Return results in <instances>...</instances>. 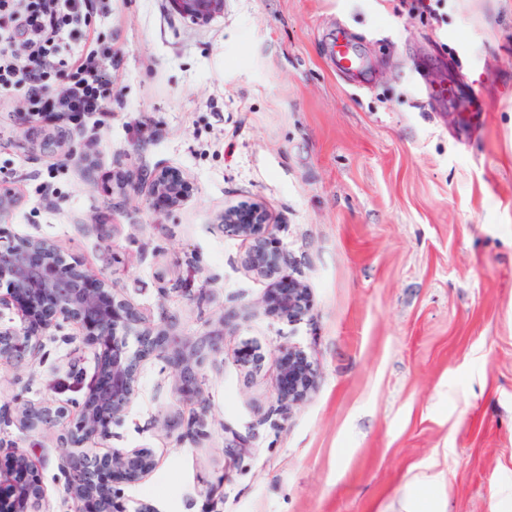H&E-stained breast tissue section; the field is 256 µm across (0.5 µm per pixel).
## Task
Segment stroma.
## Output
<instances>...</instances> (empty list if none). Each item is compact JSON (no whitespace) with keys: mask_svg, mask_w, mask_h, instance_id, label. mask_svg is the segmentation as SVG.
I'll list each match as a JSON object with an SVG mask.
<instances>
[{"mask_svg":"<svg viewBox=\"0 0 512 512\" xmlns=\"http://www.w3.org/2000/svg\"><path fill=\"white\" fill-rule=\"evenodd\" d=\"M425 2L224 0L201 22L169 0H101L112 115L70 130L86 163L35 150L53 120L21 123L23 96L0 99V180L20 198L0 228L104 271L150 322L224 331L200 369L198 439L169 427L192 410L174 373L143 362L106 442L157 460L125 487L127 512H403L415 492L442 512H512V0ZM340 32L363 74L337 69ZM449 84L475 94L472 122L438 96ZM118 162L179 167L194 193L169 215L137 195L114 207ZM248 203L266 207L284 274L310 290L301 322L264 313L268 283L241 265L249 241L216 222ZM42 343L28 366L0 362V451H28L50 512H69L60 432L6 414L19 397L75 413L98 352L71 324ZM288 344L318 384L283 419ZM246 346L258 366H238Z\"/></svg>","mask_w":512,"mask_h":512,"instance_id":"stroma-1","label":"stroma"}]
</instances>
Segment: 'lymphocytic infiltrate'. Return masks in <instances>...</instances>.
I'll return each instance as SVG.
<instances>
[{"label": "lymphocytic infiltrate", "mask_w": 512, "mask_h": 512, "mask_svg": "<svg viewBox=\"0 0 512 512\" xmlns=\"http://www.w3.org/2000/svg\"><path fill=\"white\" fill-rule=\"evenodd\" d=\"M95 10L96 0H0V94L21 93L31 114L51 113L68 125L111 114V46L70 44L89 29ZM60 80L65 92L48 96Z\"/></svg>", "instance_id": "lymphocytic-infiltrate-1"}]
</instances>
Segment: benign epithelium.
<instances>
[{
  "label": "benign epithelium",
  "instance_id": "1",
  "mask_svg": "<svg viewBox=\"0 0 512 512\" xmlns=\"http://www.w3.org/2000/svg\"><path fill=\"white\" fill-rule=\"evenodd\" d=\"M183 15L213 17L223 12L224 0H171ZM194 185L180 169L160 167L137 175L112 172L110 191L125 199L145 197L156 212H172L193 194ZM18 204L16 192L0 181V213ZM224 232L251 241L241 259L243 268L266 281L262 299L271 317L297 322L311 308L308 286L283 274L288 253L276 245L267 210L258 204L224 209L217 216ZM16 305L20 324L0 327V359L20 366L42 350L41 337L50 336L64 323L83 331V343L101 349L80 412L75 419L49 407L23 404L16 421L23 429L41 434L60 428L64 453L60 466L67 475L65 489L77 512H126L119 485L133 484L150 475L157 462L148 448H109L100 442L112 437V425L123 422L139 381L141 363L151 357L165 359L174 372L178 391L195 405L204 406L197 367L220 351L224 331H210L193 341L177 342L175 322L163 316L160 323L146 321L123 298L114 281L83 263L64 258L49 239L30 237L19 242L0 239V307ZM277 414L287 416L315 390L317 370L308 354L296 346L278 349ZM0 512H48L42 475L29 453L10 452L7 468L0 469Z\"/></svg>",
  "mask_w": 512,
  "mask_h": 512
}]
</instances>
